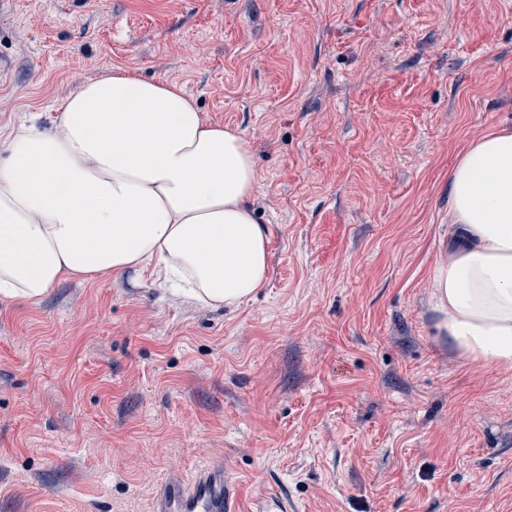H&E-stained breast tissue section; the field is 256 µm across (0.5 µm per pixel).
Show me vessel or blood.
<instances>
[{"label": "vessel or blood", "instance_id": "1", "mask_svg": "<svg viewBox=\"0 0 512 512\" xmlns=\"http://www.w3.org/2000/svg\"><path fill=\"white\" fill-rule=\"evenodd\" d=\"M153 512H240L223 460L208 464L192 480L166 481Z\"/></svg>", "mask_w": 512, "mask_h": 512}]
</instances>
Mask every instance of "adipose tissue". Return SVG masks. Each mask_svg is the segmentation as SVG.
Listing matches in <instances>:
<instances>
[{
  "instance_id": "ef3b65f1",
  "label": "adipose tissue",
  "mask_w": 512,
  "mask_h": 512,
  "mask_svg": "<svg viewBox=\"0 0 512 512\" xmlns=\"http://www.w3.org/2000/svg\"><path fill=\"white\" fill-rule=\"evenodd\" d=\"M448 258L431 277L437 335L512 368V127L472 140L448 175ZM250 140L206 121L181 86L123 69L85 81L49 125L0 136V297L65 280L144 277L234 308L268 277Z\"/></svg>"
}]
</instances>
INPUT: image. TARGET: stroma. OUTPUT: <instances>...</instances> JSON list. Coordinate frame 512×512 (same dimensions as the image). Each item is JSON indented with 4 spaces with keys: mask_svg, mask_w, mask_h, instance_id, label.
I'll return each instance as SVG.
<instances>
[{
    "mask_svg": "<svg viewBox=\"0 0 512 512\" xmlns=\"http://www.w3.org/2000/svg\"><path fill=\"white\" fill-rule=\"evenodd\" d=\"M117 68L249 137L268 281L0 299V512H151L215 456L245 505L512 512V371L429 309L455 154L512 124V0H0V133Z\"/></svg>",
    "mask_w": 512,
    "mask_h": 512,
    "instance_id": "stroma-1",
    "label": "stroma"
}]
</instances>
